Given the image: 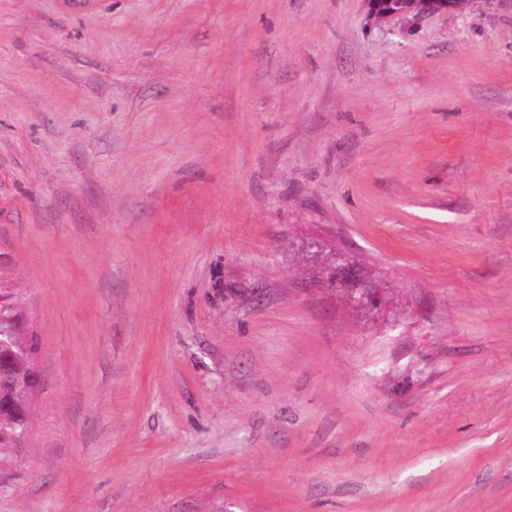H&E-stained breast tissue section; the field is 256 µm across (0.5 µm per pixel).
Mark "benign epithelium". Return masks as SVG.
<instances>
[{
    "instance_id": "7a95c632",
    "label": "benign epithelium",
    "mask_w": 512,
    "mask_h": 512,
    "mask_svg": "<svg viewBox=\"0 0 512 512\" xmlns=\"http://www.w3.org/2000/svg\"><path fill=\"white\" fill-rule=\"evenodd\" d=\"M464 0H388V9L371 7L377 20L406 16H421L440 9H454ZM18 316L13 306L0 297V436L15 437L24 429V390L32 383L31 373L24 372L29 354L21 345Z\"/></svg>"
}]
</instances>
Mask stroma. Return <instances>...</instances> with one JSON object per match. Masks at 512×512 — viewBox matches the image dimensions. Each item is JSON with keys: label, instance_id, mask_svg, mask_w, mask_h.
I'll return each instance as SVG.
<instances>
[{"label": "stroma", "instance_id": "obj_1", "mask_svg": "<svg viewBox=\"0 0 512 512\" xmlns=\"http://www.w3.org/2000/svg\"><path fill=\"white\" fill-rule=\"evenodd\" d=\"M0 295V512H512V0H0ZM368 1L372 17L377 20H383L406 16L412 12H415L413 15L418 17L440 9H454L462 5L466 0H386L388 1V6L391 7L386 10L380 6L374 7L371 1L377 0ZM18 324V316L13 306L6 304L0 296L1 439L16 437L22 433L25 423L23 393L33 381L28 368L29 354L20 343L22 335L17 333ZM25 365L26 376L24 377ZM20 417H22L21 420H19ZM16 429H19V432Z\"/></svg>", "mask_w": 512, "mask_h": 512}]
</instances>
